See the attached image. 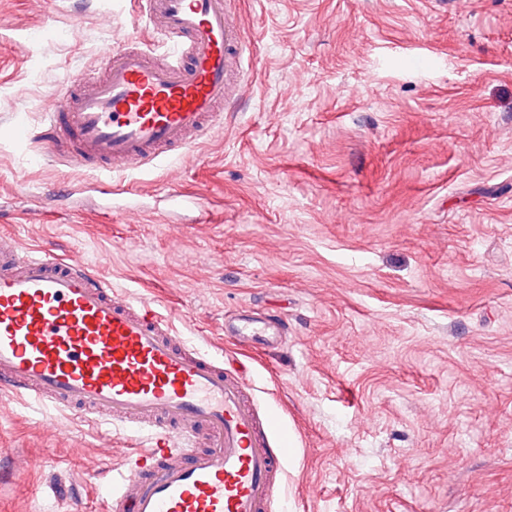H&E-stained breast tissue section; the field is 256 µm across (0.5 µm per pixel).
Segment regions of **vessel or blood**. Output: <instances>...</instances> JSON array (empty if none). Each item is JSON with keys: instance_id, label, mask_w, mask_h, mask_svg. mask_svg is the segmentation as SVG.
Returning a JSON list of instances; mask_svg holds the SVG:
<instances>
[{"instance_id": "1", "label": "vessel or blood", "mask_w": 512, "mask_h": 512, "mask_svg": "<svg viewBox=\"0 0 512 512\" xmlns=\"http://www.w3.org/2000/svg\"><path fill=\"white\" fill-rule=\"evenodd\" d=\"M129 24L162 39L161 57L107 51L106 73L58 89L43 132L19 143L110 176L192 152L224 118L244 63L227 0H131ZM279 325L244 316L249 343ZM69 410L141 440L103 489L106 512H266L295 440L263 417L239 374L178 336L171 316L113 288L80 251H23L0 234V397Z\"/></svg>"}]
</instances>
